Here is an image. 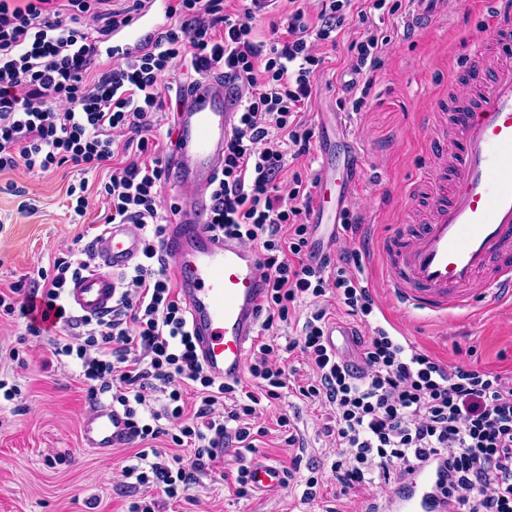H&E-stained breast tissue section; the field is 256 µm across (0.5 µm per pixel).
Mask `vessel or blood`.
Wrapping results in <instances>:
<instances>
[{
	"label": "vessel or blood",
	"mask_w": 512,
	"mask_h": 512,
	"mask_svg": "<svg viewBox=\"0 0 512 512\" xmlns=\"http://www.w3.org/2000/svg\"><path fill=\"white\" fill-rule=\"evenodd\" d=\"M456 0H411L408 32L430 26ZM492 40L478 43L474 84L449 98L433 125L449 121L453 138L441 143L450 163L430 171L441 191L428 204L424 223L393 232L383 246L387 283L405 307L435 315L471 309L475 290L512 297V0H483ZM223 78L198 79L177 114L172 181L185 204L167 225L162 248L171 254L179 297L189 316L197 352L208 374L233 382L245 372L246 354L258 335L265 290L259 256L248 246L210 231L211 202L204 189L224 163V142L236 114ZM343 199L318 197L313 221L328 224ZM94 263L72 281L69 309L85 318L111 312L118 277L139 258L142 238L131 224H114L92 242ZM86 447L109 448L129 438L124 414L94 407L82 423ZM446 467L433 458L406 475L382 512H452L440 485ZM254 489L268 491L280 469L265 462L250 468Z\"/></svg>",
	"instance_id": "b4317fda"
}]
</instances>
